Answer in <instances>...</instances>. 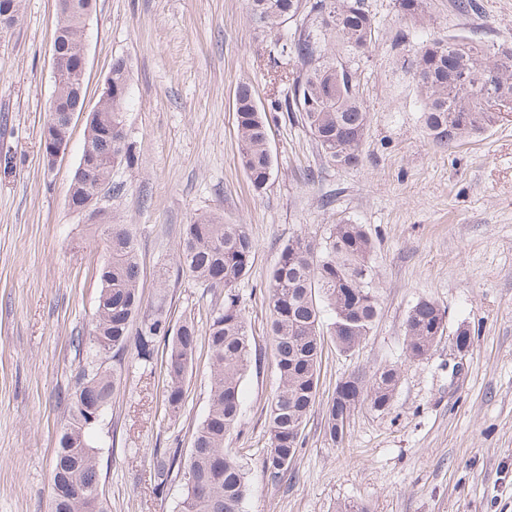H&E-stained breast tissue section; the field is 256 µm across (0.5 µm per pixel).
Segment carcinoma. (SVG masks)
I'll return each mask as SVG.
<instances>
[{
	"label": "carcinoma",
	"instance_id": "carcinoma-1",
	"mask_svg": "<svg viewBox=\"0 0 512 512\" xmlns=\"http://www.w3.org/2000/svg\"><path fill=\"white\" fill-rule=\"evenodd\" d=\"M403 16L425 17L427 0H397ZM93 0H59L57 42L64 65L83 47L82 18ZM252 18L273 36L270 63L274 80L285 86L271 107L302 125L326 162L340 168L362 162L370 112L363 100L366 49L377 39L376 15L365 0H247ZM290 21L300 23L291 38L281 35ZM397 41L407 47L406 72L416 90L422 129L437 147L477 137L512 112V45L489 46L458 35L419 37L403 30ZM293 66H288V61ZM112 103L94 113L83 146L97 163L90 178L74 173L68 197L76 203L92 195L98 182L121 163L137 162L133 143L115 129L124 125L130 102L129 65L113 60ZM79 80L67 74L55 99L61 112L83 103ZM240 158L252 187L265 189L272 172L266 111L254 110L250 86L237 90ZM105 244L107 258L96 269L101 284L91 328L85 336L87 362L69 406V420L57 443L51 473L52 512H105L99 487L96 431L120 385L126 356L154 374L158 343L166 346L162 420L177 421L186 404V380L198 349L208 352L210 389L205 417L192 428L187 455L170 448L156 455L155 490L172 477L183 482L181 512H244L250 494L242 459L224 448L237 427L243 379L252 352L238 284L253 263L256 244L242 224H226L218 214L185 225L176 254L178 269L211 290L224 293L213 308L205 333L192 320L174 326L158 302L143 310L139 291L140 259L133 225L109 212L91 224ZM374 242L362 225L339 220L317 241L300 234L282 248L267 284L270 330L279 384L271 398L268 438L257 449L264 473L281 480L300 448L315 404L324 344L331 340L349 353L372 332L380 313L372 262ZM446 310L423 298L405 321L408 360L429 356L445 331ZM400 381L394 365L369 377L353 375L336 386L326 409V434L344 440L352 417L365 406L391 408Z\"/></svg>",
	"mask_w": 512,
	"mask_h": 512
}]
</instances>
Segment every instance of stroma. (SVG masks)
Returning a JSON list of instances; mask_svg holds the SVG:
<instances>
[{
  "label": "stroma",
  "instance_id": "obj_1",
  "mask_svg": "<svg viewBox=\"0 0 512 512\" xmlns=\"http://www.w3.org/2000/svg\"><path fill=\"white\" fill-rule=\"evenodd\" d=\"M429 0L423 22L394 0H368L382 31L368 51L363 98L371 121L363 161L328 164L286 113L270 111L271 37L246 0H95L87 31L85 113L54 167L42 130L54 97L55 0H22L21 20L0 39V512H49L50 466L68 420V396L85 363L75 340L89 328L106 257L66 202L79 164L86 113L100 100L114 58L131 62L124 123L138 156L114 168L104 204L136 231L144 306L167 267L172 322L205 327L219 294L174 275L183 227L219 213L244 225L257 248L238 286L257 363L243 381L232 450L263 447L278 375L269 336L267 281L285 244L323 237L330 224L363 225L376 243L380 315L352 354L326 346L319 392L291 470L274 483L246 457L252 493L244 512H512V116L452 148L421 130L398 31H435L512 45V0ZM250 84L269 111L272 175L255 192L240 159L235 93ZM331 206H323L324 198ZM437 301L447 326L430 355L405 361V320L419 299ZM471 346L455 349L460 328ZM205 351H198L186 408L162 422L163 375L127 361L97 441L107 512H180L183 486L154 491L155 451L189 450L208 408ZM401 367L389 411L357 409L342 443L325 434L339 382L384 364Z\"/></svg>",
  "mask_w": 512,
  "mask_h": 512
}]
</instances>
